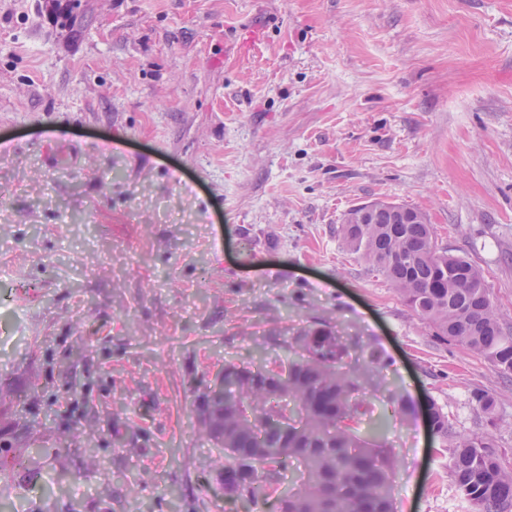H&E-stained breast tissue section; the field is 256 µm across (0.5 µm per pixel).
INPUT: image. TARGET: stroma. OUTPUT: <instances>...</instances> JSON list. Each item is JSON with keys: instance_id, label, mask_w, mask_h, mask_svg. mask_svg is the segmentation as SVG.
<instances>
[{"instance_id": "obj_1", "label": "stroma", "mask_w": 512, "mask_h": 512, "mask_svg": "<svg viewBox=\"0 0 512 512\" xmlns=\"http://www.w3.org/2000/svg\"><path fill=\"white\" fill-rule=\"evenodd\" d=\"M82 2L0 0V512H240L207 390L322 325L373 373L395 512H470L424 407L512 467V375L336 229L421 211L512 327V0Z\"/></svg>"}]
</instances>
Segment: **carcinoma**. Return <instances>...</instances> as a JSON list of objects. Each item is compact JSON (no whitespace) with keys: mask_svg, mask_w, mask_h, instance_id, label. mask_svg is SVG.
<instances>
[{"mask_svg":"<svg viewBox=\"0 0 512 512\" xmlns=\"http://www.w3.org/2000/svg\"><path fill=\"white\" fill-rule=\"evenodd\" d=\"M417 214L384 203L367 223H343L338 232L434 329L438 341L462 345L497 372L512 374V328L489 300L481 269L438 248L433 225ZM298 343L309 351L288 362L286 383H268L250 367L224 365V378L232 384L224 395V425L204 432L234 448L224 466L226 497L239 493L257 505L294 458L303 466L301 483L280 512H394L391 456L357 435L371 408L356 398L358 377L342 366L348 345L327 326L303 331ZM472 400L495 423V397L477 389ZM428 411L432 433L448 449L450 474L472 512H512V469L502 466L491 438L457 434L434 402ZM269 417L287 419L288 431L262 428Z\"/></svg>","mask_w":512,"mask_h":512,"instance_id":"1","label":"carcinoma"}]
</instances>
